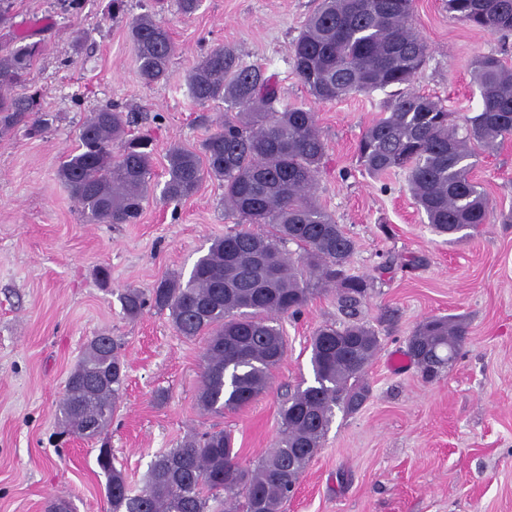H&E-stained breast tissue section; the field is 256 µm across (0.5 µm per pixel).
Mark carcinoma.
<instances>
[{"label":"carcinoma","instance_id":"carcinoma-1","mask_svg":"<svg viewBox=\"0 0 512 512\" xmlns=\"http://www.w3.org/2000/svg\"><path fill=\"white\" fill-rule=\"evenodd\" d=\"M448 12L468 25L512 34V0H447ZM414 0H318L293 47V68L315 103L389 91L385 115L356 145L360 166L372 177L401 170L428 224L439 235L464 237L490 223L489 201L471 176L474 146L492 150L512 135V69L494 55L472 63L481 107L459 136L454 113L425 95L406 91L422 67L428 45L413 30ZM140 79L150 85L169 74L173 42L147 14L129 23ZM40 43L0 41V136L41 132L39 93L29 74ZM190 97L222 101L224 120L201 153L173 146L161 197L178 202L205 177L224 181V208L243 228L214 240L187 281L164 279L149 292L121 295L123 312L168 310L176 332L206 337L202 405L238 410L263 393L287 353L277 324L296 315L313 292L334 287L337 302L356 315L368 284L348 274L354 243L315 200L326 144L314 112L284 103L273 77L218 47L190 70ZM129 113L98 109L83 123L76 147L58 179L90 224H133L149 200L153 140L133 135ZM301 252L293 258L286 244ZM467 339L463 322L423 320L407 355L428 380L453 362ZM380 340L355 320L324 324L311 340L314 383L279 410L274 448L254 468L244 465L232 436L222 430L180 441L155 457L146 484L131 494L112 458L99 453L107 476L110 512H282L318 453L335 408L357 411L370 389L365 376ZM124 364L110 336L93 337L71 372L58 406L68 432L94 438L110 424L121 397Z\"/></svg>","mask_w":512,"mask_h":512}]
</instances>
